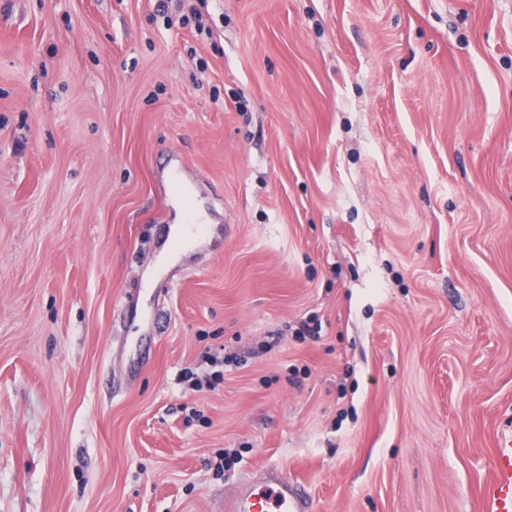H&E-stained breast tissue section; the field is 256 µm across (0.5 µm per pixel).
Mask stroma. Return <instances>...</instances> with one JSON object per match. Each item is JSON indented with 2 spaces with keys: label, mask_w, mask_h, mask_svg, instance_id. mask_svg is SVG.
<instances>
[{
  "label": "stroma",
  "mask_w": 512,
  "mask_h": 512,
  "mask_svg": "<svg viewBox=\"0 0 512 512\" xmlns=\"http://www.w3.org/2000/svg\"><path fill=\"white\" fill-rule=\"evenodd\" d=\"M509 430L512 0H0V512H483ZM311 505L301 488L287 476L271 471L261 483L250 486L247 493L225 501L226 512H310Z\"/></svg>",
  "instance_id": "obj_1"
}]
</instances>
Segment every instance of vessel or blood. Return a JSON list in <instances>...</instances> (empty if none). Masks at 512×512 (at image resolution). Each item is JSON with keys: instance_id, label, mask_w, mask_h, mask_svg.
I'll use <instances>...</instances> for the list:
<instances>
[{"instance_id": "b4317fda", "label": "vessel or blood", "mask_w": 512, "mask_h": 512, "mask_svg": "<svg viewBox=\"0 0 512 512\" xmlns=\"http://www.w3.org/2000/svg\"><path fill=\"white\" fill-rule=\"evenodd\" d=\"M495 473L481 489L484 512H512V434L503 436L494 453ZM225 512H310L301 489L287 476L270 472L247 493L225 502Z\"/></svg>"}]
</instances>
